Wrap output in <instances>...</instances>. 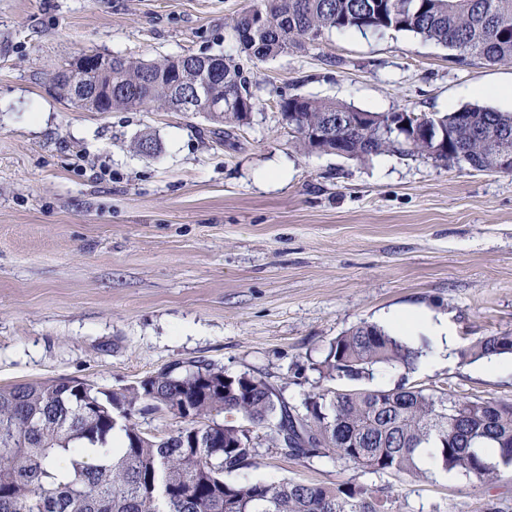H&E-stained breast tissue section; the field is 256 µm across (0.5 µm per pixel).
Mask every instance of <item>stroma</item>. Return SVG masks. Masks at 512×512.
Here are the masks:
<instances>
[{
  "instance_id": "35a3bbf8",
  "label": "stroma",
  "mask_w": 512,
  "mask_h": 512,
  "mask_svg": "<svg viewBox=\"0 0 512 512\" xmlns=\"http://www.w3.org/2000/svg\"><path fill=\"white\" fill-rule=\"evenodd\" d=\"M252 4L0 0V386L69 378L119 389L205 360L266 377L297 405L323 388L312 365L337 336L418 311L447 322V362L379 366L366 387L511 401V355L487 369L460 352L512 334V175L398 154H306L279 103L508 112L467 90L512 80V65L461 63L409 32L335 30L257 61L225 27ZM91 50L234 57L256 107L219 136L200 113L81 110L57 97L51 77ZM148 130L162 142L154 157L131 148ZM270 169L283 180L263 181ZM289 478L389 491L392 512H512V470L481 486L266 452L230 476Z\"/></svg>"
}]
</instances>
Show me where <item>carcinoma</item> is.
Wrapping results in <instances>:
<instances>
[{
    "label": "carcinoma",
    "mask_w": 512,
    "mask_h": 512,
    "mask_svg": "<svg viewBox=\"0 0 512 512\" xmlns=\"http://www.w3.org/2000/svg\"><path fill=\"white\" fill-rule=\"evenodd\" d=\"M260 12L255 32L248 28ZM227 25L241 53L258 61L313 43L324 31L411 32L491 64H512V0H257ZM82 52L59 69L53 88L72 101L73 88L96 80ZM212 76L190 55L156 61L112 56V94L81 101L88 112L169 111L180 89L210 78L211 90L242 101L231 113H209L220 130L243 122L255 102L240 65L218 57ZM283 121L306 153L366 161L384 153L420 156L445 167L512 173V113L479 106L445 114L369 112L301 95L281 102ZM429 127L430 136L418 132ZM141 155L161 150L155 134L134 142ZM512 355V336H487L462 351L477 361ZM427 355L383 327L362 322L330 344L313 366L326 380L360 382L375 367L409 372ZM170 413L186 425L158 437L133 413ZM232 420L218 424L214 416ZM124 432L112 447V432ZM266 429L268 450L300 463L333 456L355 468L423 478L424 458L484 485L512 467V402L460 399L442 391L328 387L301 406L263 377L230 375L205 360L176 363L119 390L76 379L0 387V512H388L386 501L351 483L301 480L228 482L260 453L254 429ZM497 459L489 461L483 448Z\"/></svg>",
    "instance_id": "obj_1"
}]
</instances>
